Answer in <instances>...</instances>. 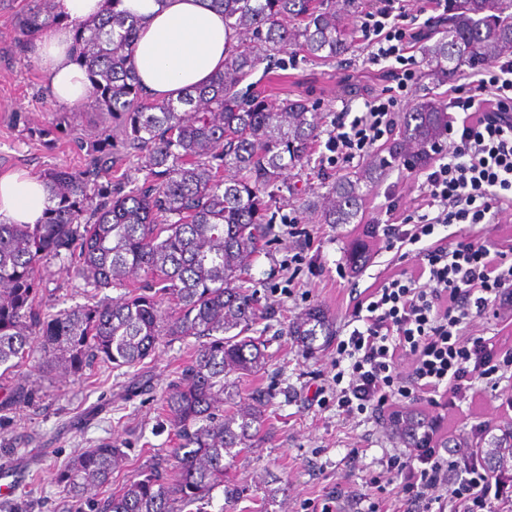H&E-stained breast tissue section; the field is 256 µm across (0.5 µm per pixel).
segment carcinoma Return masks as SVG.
I'll list each match as a JSON object with an SVG mask.
<instances>
[{
    "instance_id": "1",
    "label": "carcinoma",
    "mask_w": 512,
    "mask_h": 512,
    "mask_svg": "<svg viewBox=\"0 0 512 512\" xmlns=\"http://www.w3.org/2000/svg\"><path fill=\"white\" fill-rule=\"evenodd\" d=\"M52 0L29 12L14 49L56 22ZM75 29L77 59L90 79L97 111L122 120L123 145L135 151L142 185L114 194L88 193L91 173L58 168L45 175L50 200L41 224H0V367L10 373L39 352L47 373L79 375L97 363L132 366L151 356L165 337L199 340L184 363L181 381L163 398L175 442L170 467L137 474L99 503L96 512H207L213 492L238 494L224 484V460L250 448L265 427V411L245 401L224 411L227 377L254 375L266 364L261 337L248 332L262 312L243 287L253 256L271 232L267 219L284 170L311 162L319 122L305 99L272 106L265 96L270 67L259 66L295 50L333 59L350 45L336 0H208L224 12L237 44L224 70L178 101L143 94L132 53L139 20L118 9ZM434 42L423 46L422 76L446 82L512 55V0H448L432 22ZM448 132V103L425 99L404 113L399 139L354 180L341 178L321 202L325 224L356 217L361 184L399 161L409 170L424 164ZM66 256V274L95 291L123 288L117 301L55 313L38 301L39 270L50 257ZM370 259L357 242L349 265ZM174 305L168 316L164 304ZM308 352L328 346L333 320L319 307L288 325ZM37 391L14 382L0 399V412L35 406ZM389 428L406 448L427 442L430 420L418 410L402 412ZM442 448H480L488 470L512 471V423L487 430L479 440L450 435ZM122 462L120 449L103 443L57 471L55 482L72 499L90 498L110 484Z\"/></svg>"
}]
</instances>
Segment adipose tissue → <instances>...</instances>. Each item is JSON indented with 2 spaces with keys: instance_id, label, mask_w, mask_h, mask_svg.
<instances>
[{
  "instance_id": "adipose-tissue-1",
  "label": "adipose tissue",
  "mask_w": 512,
  "mask_h": 512,
  "mask_svg": "<svg viewBox=\"0 0 512 512\" xmlns=\"http://www.w3.org/2000/svg\"><path fill=\"white\" fill-rule=\"evenodd\" d=\"M106 7L105 0H55L61 21L46 27L34 43L33 55L61 106H78L89 94L86 72L75 60L73 32ZM121 7L140 20L133 56L149 98L178 99L223 70L235 39L224 25L223 12L207 0H123ZM50 205L41 178L24 172L0 175V222L41 223Z\"/></svg>"
}]
</instances>
